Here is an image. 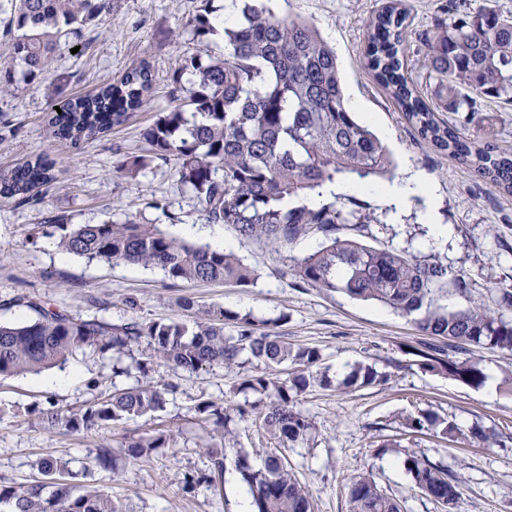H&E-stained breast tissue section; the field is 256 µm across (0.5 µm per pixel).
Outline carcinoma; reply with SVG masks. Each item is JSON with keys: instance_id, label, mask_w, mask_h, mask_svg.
Masks as SVG:
<instances>
[{"instance_id": "1", "label": "carcinoma", "mask_w": 512, "mask_h": 512, "mask_svg": "<svg viewBox=\"0 0 512 512\" xmlns=\"http://www.w3.org/2000/svg\"><path fill=\"white\" fill-rule=\"evenodd\" d=\"M118 0H7L0 3L4 45L20 61V77L0 73V96L11 94L18 82L39 80L61 41L95 40L101 18L112 13ZM269 0H239V17L224 27V51L209 49L215 33L212 11L205 7L187 23L203 54L191 57L172 75L173 106L142 136L148 149L134 155L118 171L134 176L157 160L178 163L180 184L192 191L208 224L233 227L245 239L262 240L280 249L300 237L319 235L320 246L301 258L291 257L280 270L283 279L300 287L342 292L363 301H376L412 318L428 343L417 351L419 367L480 389L486 373L470 347L512 352V290L493 288L495 307L481 303L450 310L442 304L450 295L471 299L477 287L464 273H452L432 254L412 253L393 246L374 247L360 238L370 235V217L345 212L334 203L310 205L305 200L336 182L340 176H385L391 156L380 139L347 110L335 52L315 26L302 19L284 18L267 5ZM439 10L450 22L418 35L429 77L436 80L438 103L430 105L405 72L412 31L407 9L389 0L365 21L367 67L391 94L418 142L448 153L471 176L512 196V155L493 144V134L470 138L438 112L472 110L478 100L512 103V15L493 8L470 11L459 0H446ZM189 84V96L177 92ZM153 86L152 66L143 60L117 83L64 101V111L49 119L52 138L78 146L120 125L138 109ZM55 162L42 154L8 168H0V197L19 205L43 203L39 188L54 181ZM50 222L60 230L58 247L88 261L120 262L156 267L173 281L254 284L258 275L231 249H214L173 237L154 224L131 220L116 223L70 224L64 216ZM348 233L342 235L340 231ZM36 317L19 324H0V378L40 372L65 361L73 353L92 348L101 354L129 352L146 343L148 359L188 372L205 366H231L242 355L264 365L244 377L241 393L261 395L259 414L279 447L293 448L311 437L314 426L297 407L298 396L309 388L331 386L316 371L318 350L296 346L257 328L249 317L222 308L199 311L196 328L170 322L132 321L112 325L97 318H76L41 304L16 298ZM238 325L239 336L224 337V321ZM289 363L296 371L282 379L276 367ZM387 375L358 362L336 389L379 385ZM164 391L149 381L115 389L76 411L44 412L48 427L102 432L135 416L163 410ZM197 411L212 421L213 431L225 440L226 409L211 404ZM405 428L434 429L445 439L458 438L449 420L432 413L410 415ZM468 438L489 447L497 443L492 431L480 427ZM164 432L127 438L120 447L133 460L169 447ZM210 467L191 475L187 484L223 483L226 448L207 449ZM94 464L115 469L112 441L102 442ZM406 470L428 498L449 508L459 497V483L438 464L407 456ZM255 512H311L309 492L295 478L280 454L267 457L263 469L239 464ZM43 480L22 487H0V505L10 512H120L112 497L95 486L67 482V466L39 463ZM349 512H401L400 504L384 493L373 477H356L348 492Z\"/></svg>"}]
</instances>
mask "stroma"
Masks as SVG:
<instances>
[{
    "label": "stroma",
    "instance_id": "1",
    "mask_svg": "<svg viewBox=\"0 0 512 512\" xmlns=\"http://www.w3.org/2000/svg\"><path fill=\"white\" fill-rule=\"evenodd\" d=\"M382 4L272 0L276 14L313 22L335 49L345 97L360 115L374 116L373 128L396 164L395 177L409 169L418 171L435 195L431 202L422 195L413 197L397 218L369 190L339 193L335 200L345 209L360 207L372 215L368 245L416 252L429 231L427 209L435 207L439 220L451 229L437 256L449 270L464 272L479 284L471 299L449 297V308L466 307L471 300L490 302V288L512 289V197L487 184L473 187L454 159L416 143L402 112L364 62V22ZM198 6L199 0H121L90 47L75 52L70 45H60L41 80L19 84L12 95L0 97V166L39 154L56 162V181L42 207L0 199V323L32 318L26 307L5 306L20 294L74 317L111 324L193 322L192 313L179 306L185 297L251 316L290 343L320 350V368L331 379H342L358 362L388 376L381 385L346 393L313 387L302 394L299 407L316 430L309 442L288 449L286 455L310 492L313 512H348V485L362 474L372 475L400 502L402 512H447L415 487L404 465L411 454L443 466L459 480L460 495L448 512H512V393L499 387L504 369L512 366V353L474 349L487 375L479 389L424 371L417 350L425 338L409 318L339 292L300 288L280 277L286 257L312 252L319 245L317 237L276 250L241 238L233 227L206 223L193 195L180 185L172 160L154 162L133 178L118 174L122 161L144 152L142 130L169 111L172 73L199 50L181 34ZM144 59L154 69L152 92L123 125L77 148L50 137L49 118L64 98L119 80ZM445 118L475 137L487 122H494L495 143L512 152V105L483 100L475 111L449 112ZM58 214L74 224L104 219L157 224L187 241L207 244L217 231L225 247L237 252L259 279L249 287L175 282L157 269L90 263L58 249L59 231L47 221ZM143 357L139 348L106 355L88 349L42 373L0 379V485L33 481L39 476V461L53 458L67 463L74 483L104 490L123 512H238L239 498L247 489L239 459L260 468L277 446L252 409L255 394L238 390L244 376L257 371L256 362L213 365L195 373L155 362L148 376L167 390L163 410L118 423L105 435L43 424L49 408L76 410L113 388L135 386L141 378L136 363ZM227 401L239 410L228 423L233 449L227 455L223 486H188L186 475L207 472L209 466L205 448L212 424L196 407H220ZM421 412L452 420L464 433L475 426L494 429L499 443L484 448L464 439L448 442L427 430L407 432L405 417ZM157 430L172 431V447L134 463L119 459L114 472L91 467L103 438ZM388 439L394 448L381 451L382 441Z\"/></svg>",
    "mask_w": 512,
    "mask_h": 512
}]
</instances>
